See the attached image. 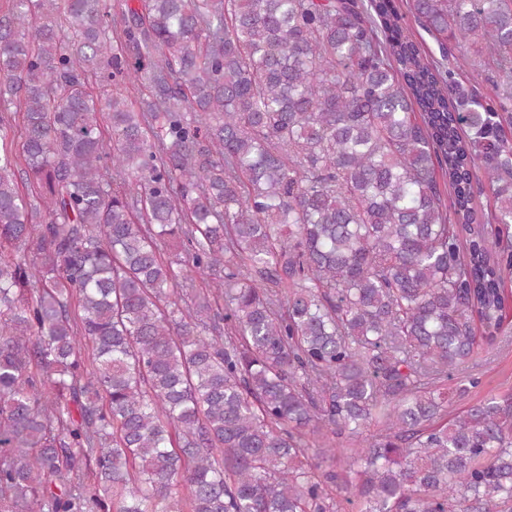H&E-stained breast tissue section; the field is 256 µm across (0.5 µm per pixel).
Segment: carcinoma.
<instances>
[{
    "mask_svg": "<svg viewBox=\"0 0 512 512\" xmlns=\"http://www.w3.org/2000/svg\"><path fill=\"white\" fill-rule=\"evenodd\" d=\"M407 7L0 0V512H512V0ZM404 2H399L401 5V11L406 14L404 18V23L406 27L413 34L415 40L421 45L423 51L432 56L435 60H440V55L438 51V47L434 39L424 30H422L415 22L414 19L406 13V5L405 0H399ZM509 343L492 352H481L465 368V375H474L481 386L462 399H455L448 407L450 415L465 409L469 404L488 394H501L512 390V336Z\"/></svg>",
    "mask_w": 512,
    "mask_h": 512,
    "instance_id": "cac0c4a2",
    "label": "carcinoma"
}]
</instances>
